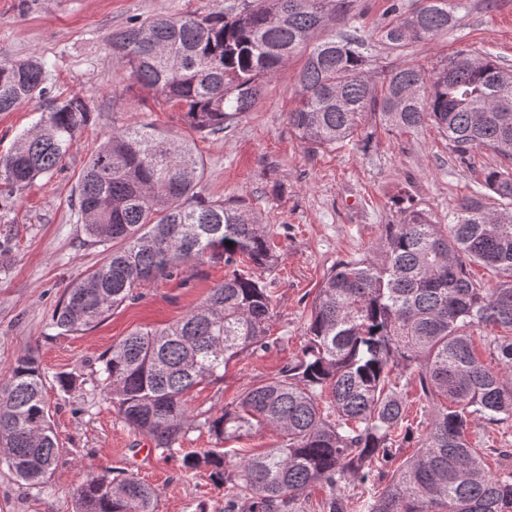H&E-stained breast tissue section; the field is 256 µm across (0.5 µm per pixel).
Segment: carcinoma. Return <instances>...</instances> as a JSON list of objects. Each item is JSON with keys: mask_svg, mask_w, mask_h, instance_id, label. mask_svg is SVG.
Segmentation results:
<instances>
[{"mask_svg": "<svg viewBox=\"0 0 512 512\" xmlns=\"http://www.w3.org/2000/svg\"><path fill=\"white\" fill-rule=\"evenodd\" d=\"M334 0H252L206 15H157L112 34L142 88L178 106L188 127L215 136L251 111L262 81L305 46L299 107L288 125L308 149L331 148L372 116L409 132L431 121L461 159L476 150L501 158L483 185L490 209L468 197L447 224L405 208L385 234V257L339 259L324 274L306 319L301 356L247 387L203 421L215 447L183 457L226 487L224 512H310L309 489L327 495L318 512H346L343 484L365 482L396 447L414 439L401 389L416 383L427 408L415 454L393 471L366 512H512V470L489 471L472 447L473 422L512 419V68L489 54L459 53L428 74L393 68L382 87L368 74L356 38L328 35ZM448 0H426L385 32L392 45L438 39L454 28ZM50 73L32 56L0 61V112L25 102L49 107L36 129L0 157V208L55 170L89 121L84 97L49 98ZM203 162L188 138L147 125L115 127L89 158L76 190L96 268L64 291L53 316L61 335L94 327L134 298L141 283L189 264L224 261L229 273L202 303L161 328L132 331L101 356L95 389L123 422L172 457L191 428L186 393L224 380L227 364L272 345V296L248 271H270L279 255L273 229L255 210L202 196ZM477 264L502 277L473 279ZM489 339L490 361L474 353L471 331ZM329 407H322V399ZM258 429L282 441L230 457L224 442ZM62 454L38 357L19 356L0 382V463L28 485L53 473ZM157 493L132 474L98 475L79 490L76 512H156Z\"/></svg>", "mask_w": 512, "mask_h": 512, "instance_id": "obj_1", "label": "carcinoma"}]
</instances>
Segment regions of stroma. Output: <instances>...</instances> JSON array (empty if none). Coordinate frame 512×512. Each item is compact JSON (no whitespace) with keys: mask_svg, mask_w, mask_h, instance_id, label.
<instances>
[{"mask_svg":"<svg viewBox=\"0 0 512 512\" xmlns=\"http://www.w3.org/2000/svg\"><path fill=\"white\" fill-rule=\"evenodd\" d=\"M234 0H0V60L31 56L47 62L52 96H83L91 110L57 169L38 177L0 210V379L15 359L35 351L45 370L47 400L63 455L43 485L22 484L0 465V512H76L77 494L90 477L131 473L158 493L157 512H224V492L207 470H189L167 458L145 436L127 427L94 391L99 357L140 327L181 318L224 278L222 262L207 261L173 277L142 283L136 300L85 332L62 336L52 315L64 289L103 259L90 245L73 204L79 177L93 151L113 128L149 124L191 136L183 113L134 84L125 62L113 56V33L156 15L207 14ZM421 0H346L330 28L360 38L373 76L415 66L430 72L459 52H488L512 65V0H448L458 19L447 36L402 47L385 30ZM294 58L263 82L251 112L231 131L196 138L205 174L203 196L240 199L273 227L280 253L266 281L274 317L267 351L231 361L223 382L203 384L188 395L200 413L234 400L244 389L277 374L300 355L305 319L324 273L336 260L365 257L382 262L386 225L402 223L400 199L448 223L458 201L485 192L481 172L493 163L486 151L459 160L432 124L412 133L385 131L370 123L369 142L354 140L308 150L288 125L296 106ZM43 113L37 103L0 113V156ZM78 376L65 392L56 378ZM473 443L489 462L512 469V420L470 428Z\"/></svg>","mask_w":512,"mask_h":512,"instance_id":"1","label":"stroma"}]
</instances>
